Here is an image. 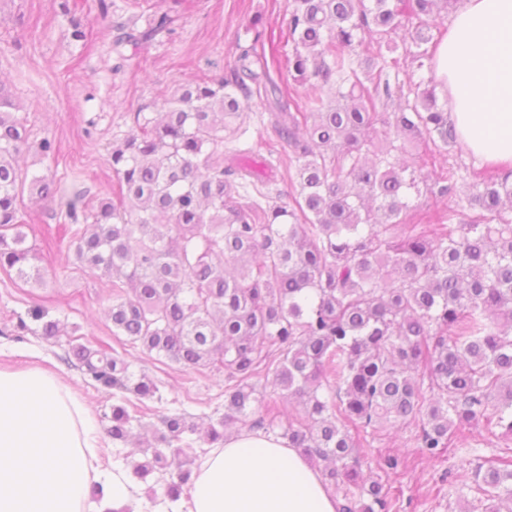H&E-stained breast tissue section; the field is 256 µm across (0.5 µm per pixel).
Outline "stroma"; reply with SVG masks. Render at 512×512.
<instances>
[{
	"label": "stroma",
	"instance_id": "1",
	"mask_svg": "<svg viewBox=\"0 0 512 512\" xmlns=\"http://www.w3.org/2000/svg\"><path fill=\"white\" fill-rule=\"evenodd\" d=\"M61 0H0V80L11 90L26 117L31 136L20 156L29 175L48 171L61 177L65 191H86L96 198L116 186L106 161L113 136L128 133L135 112L151 111L154 102L178 84L197 75L233 68L238 45L249 42L250 22L259 28L280 29L286 24L291 0H182L179 25L168 35L140 47L126 49L118 60L110 49L109 24L126 21L134 13L128 0H70L73 14L90 25L87 46L70 37V16ZM108 4L101 13L100 4ZM55 138V157L38 150L42 136ZM27 242L37 251L36 263L49 276L45 285L19 280L15 272L0 269V368H43L59 376L89 409L102 438L100 471L112 467L115 448L107 435L112 409L110 391L90 380L66 359L65 339H44L19 333L16 325L29 305L40 303L52 315L75 325L95 344L117 351L135 370L159 385L161 401L148 402L142 411V434L158 427L168 409L184 406L198 426L224 407V377L210 370H193L162 363L141 347L112 334L107 309L112 283L86 268L77 267L69 236L58 233L66 217L58 206L25 200L21 211ZM415 428L386 430L359 449L363 469L382 478L377 466L384 454H417ZM471 457L461 448H449L438 457L422 460L396 478L402 495L393 512H481V496L471 491ZM466 487L464 500L454 490Z\"/></svg>",
	"mask_w": 512,
	"mask_h": 512
}]
</instances>
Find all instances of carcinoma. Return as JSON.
Returning a JSON list of instances; mask_svg holds the SVG:
<instances>
[{
	"instance_id": "cac0c4a2",
	"label": "carcinoma",
	"mask_w": 512,
	"mask_h": 512,
	"mask_svg": "<svg viewBox=\"0 0 512 512\" xmlns=\"http://www.w3.org/2000/svg\"><path fill=\"white\" fill-rule=\"evenodd\" d=\"M459 0H293L287 27L254 30L237 45L230 75L190 80L134 113L135 130L112 139L107 163L116 198L65 202L75 261L112 278V335L191 369L224 372V415L204 442L235 428L261 430L323 463L339 512H391L390 488L363 483L354 449L383 428L419 429L420 457L450 448L465 426L499 429L512 441V169L473 176L448 162L457 144L448 103L433 78L413 79L381 49L355 53L365 35L391 41L414 20L418 68L433 70L441 13ZM174 10L146 27L115 26L112 51L124 57L174 30ZM293 45L288 70L306 86L285 91L271 75L266 46ZM258 97L290 150V191L237 157L273 152L263 140L235 149L247 133L244 104ZM398 101L380 112L382 101ZM0 82V267L25 283H45L19 224L25 191L54 202L57 174L32 178L16 164L27 119L15 116ZM431 159L440 203L410 202L421 169L395 155L413 142ZM39 323L61 336L64 323L35 304L17 329ZM68 334L83 375L112 391L107 434L122 449L136 438L138 409L161 400L157 383L128 361ZM296 404L282 421L280 402ZM199 431L186 413L163 415L151 456L133 467L158 476L168 512L180 500L196 457L184 449ZM473 489L483 512H512V456L474 455Z\"/></svg>"
}]
</instances>
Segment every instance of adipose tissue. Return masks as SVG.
Here are the masks:
<instances>
[{
  "label": "adipose tissue",
  "instance_id": "obj_1",
  "mask_svg": "<svg viewBox=\"0 0 512 512\" xmlns=\"http://www.w3.org/2000/svg\"><path fill=\"white\" fill-rule=\"evenodd\" d=\"M434 75L469 152L512 168V0H461ZM91 421L55 374L0 369V512H97L91 488L102 481L115 504L129 503L126 477L104 480L94 466ZM188 498V512H336L313 463L247 430L201 458Z\"/></svg>",
  "mask_w": 512,
  "mask_h": 512
}]
</instances>
